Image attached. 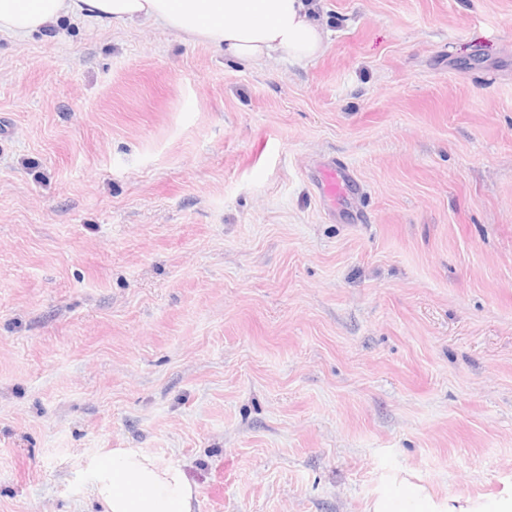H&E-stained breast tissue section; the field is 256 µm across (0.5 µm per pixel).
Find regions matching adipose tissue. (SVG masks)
<instances>
[{
    "mask_svg": "<svg viewBox=\"0 0 512 512\" xmlns=\"http://www.w3.org/2000/svg\"><path fill=\"white\" fill-rule=\"evenodd\" d=\"M105 27L146 20L182 41L263 66L273 57L324 52L327 30L313 0H0V33L27 38L65 19ZM93 495L102 512H192L195 490L180 463L138 448L94 461Z\"/></svg>",
    "mask_w": 512,
    "mask_h": 512,
    "instance_id": "obj_1",
    "label": "adipose tissue"
}]
</instances>
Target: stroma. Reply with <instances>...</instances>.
Instances as JSON below:
<instances>
[{"label": "stroma", "mask_w": 512, "mask_h": 512, "mask_svg": "<svg viewBox=\"0 0 512 512\" xmlns=\"http://www.w3.org/2000/svg\"><path fill=\"white\" fill-rule=\"evenodd\" d=\"M319 17L262 69L148 21L0 34V512H101L115 448L193 512L512 499V0ZM320 185L323 194L334 202L337 197H346L353 190V180L349 170L336 164L323 169Z\"/></svg>", "instance_id": "1"}]
</instances>
